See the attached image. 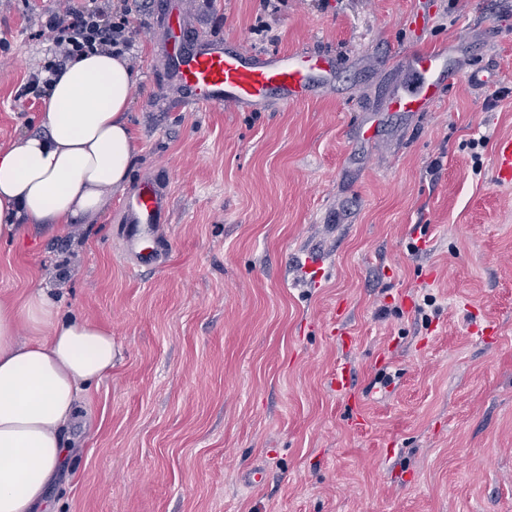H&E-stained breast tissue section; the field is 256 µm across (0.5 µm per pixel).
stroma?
<instances>
[{
	"mask_svg": "<svg viewBox=\"0 0 512 512\" xmlns=\"http://www.w3.org/2000/svg\"><path fill=\"white\" fill-rule=\"evenodd\" d=\"M158 2L130 17L127 187L167 184L168 251L133 264L120 191L0 242V301L41 288L112 331L54 512H512V0H181L202 35L335 58L314 97L239 111L178 104ZM52 5L0 0L1 147L38 128L17 91ZM451 43L439 99L389 111L412 56ZM496 179L500 183H512V139L499 140L494 149Z\"/></svg>",
	"mask_w": 512,
	"mask_h": 512,
	"instance_id": "stroma-1",
	"label": "stroma"
}]
</instances>
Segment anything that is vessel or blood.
I'll use <instances>...</instances> for the list:
<instances>
[{
    "label": "vessel or blood",
    "mask_w": 512,
    "mask_h": 512,
    "mask_svg": "<svg viewBox=\"0 0 512 512\" xmlns=\"http://www.w3.org/2000/svg\"><path fill=\"white\" fill-rule=\"evenodd\" d=\"M166 54L169 81L181 89L186 104L198 108L256 109L272 93L288 106L330 84L336 70L334 57L325 53L253 54L230 40L197 36L184 22L180 23ZM413 67L416 85L393 93L388 101L390 110L426 111L448 79V53L442 50L416 55ZM494 167L497 181L512 183L511 138L496 143ZM168 211V186L154 180L141 183L124 200L122 220L127 229L124 242L138 265L155 267L158 248L146 246L145 241L154 237L156 226L165 222Z\"/></svg>",
    "instance_id": "obj_1"
}]
</instances>
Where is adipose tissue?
<instances>
[{
    "label": "adipose tissue",
    "instance_id": "obj_1",
    "mask_svg": "<svg viewBox=\"0 0 512 512\" xmlns=\"http://www.w3.org/2000/svg\"><path fill=\"white\" fill-rule=\"evenodd\" d=\"M138 76L107 51L69 61L40 132L0 148V240L27 225L94 218L123 190L135 152L127 111ZM28 339H20L19 327ZM110 329L68 316L40 290L0 301V512H45L84 391L112 371Z\"/></svg>",
    "mask_w": 512,
    "mask_h": 512
}]
</instances>
